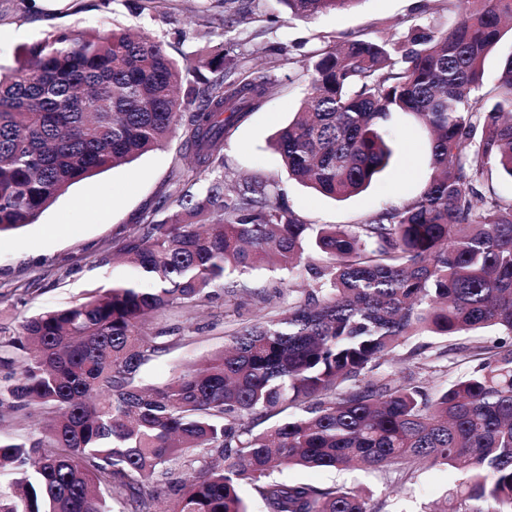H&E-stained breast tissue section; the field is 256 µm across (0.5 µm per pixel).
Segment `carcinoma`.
Instances as JSON below:
<instances>
[{"label":"carcinoma","mask_w":512,"mask_h":512,"mask_svg":"<svg viewBox=\"0 0 512 512\" xmlns=\"http://www.w3.org/2000/svg\"><path fill=\"white\" fill-rule=\"evenodd\" d=\"M362 0H280L309 19ZM455 23L404 41L348 39L303 56L309 87L273 142L288 177L334 199L367 187L393 156L391 121L414 116L431 136L432 176L411 202L365 224H306L288 186L228 181L231 129L275 91L262 68L196 50L222 68L199 86L161 43L114 29L58 31L0 71V236L32 223L73 184L130 163L181 132L209 176L182 184L177 208L144 217L100 261L129 274L83 301L46 310L0 337V410L40 416L0 439V512H372L343 487L287 482L284 466L402 470L446 464L463 478L434 512H512V201L487 184L512 179V54L485 106L487 52L512 21V0H451ZM272 264L306 273L300 294L258 296L224 346L149 386L142 368L193 315L236 299ZM175 326L142 332L149 318ZM496 328L505 338L456 349L471 371L432 389L384 372L414 336ZM178 460L193 471H173Z\"/></svg>","instance_id":"obj_1"}]
</instances>
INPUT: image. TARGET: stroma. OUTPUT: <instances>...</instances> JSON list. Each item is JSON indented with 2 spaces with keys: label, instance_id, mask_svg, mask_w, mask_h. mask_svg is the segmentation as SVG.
Instances as JSON below:
<instances>
[{
  "label": "stroma",
  "instance_id": "stroma-1",
  "mask_svg": "<svg viewBox=\"0 0 512 512\" xmlns=\"http://www.w3.org/2000/svg\"><path fill=\"white\" fill-rule=\"evenodd\" d=\"M425 3L431 6L426 13L421 10ZM236 7L245 19L228 36L221 0H0V67H13L23 49L60 30L128 29L149 35L177 59L203 45L224 50L231 59L244 56L267 71L276 90L232 129L224 150L225 170L231 178L255 176L287 183V205L307 224H362L383 209L418 196L431 176L430 141L409 115L394 118L398 152L392 164L366 191L344 200L289 180L272 140L294 119L304 97L308 73L301 55L350 37L384 35L401 41L417 25L446 29L452 20L448 0H362L356 9L309 19L290 18L278 0H238ZM185 167L181 138L172 136L162 148L132 163L72 185L34 223L0 239V336L13 335L25 318L41 310L78 301L119 277L121 267L101 265V253L127 235L143 215L174 208L173 176ZM236 318L233 304L206 308L194 321L195 331L173 335L170 349L143 368L144 382L165 384L182 363L222 347ZM498 336L495 329L448 338L419 336L416 344L438 355L436 367H425L402 350L395 369L402 376L443 387L465 368L448 364L441 351L489 344ZM283 476L360 492L375 512H422L443 499L459 473L444 464H419L398 499L390 493L400 478L392 467L380 471L292 468Z\"/></svg>",
  "mask_w": 512,
  "mask_h": 512
}]
</instances>
